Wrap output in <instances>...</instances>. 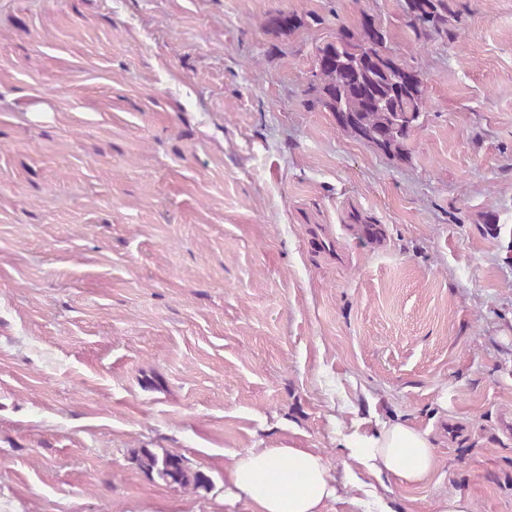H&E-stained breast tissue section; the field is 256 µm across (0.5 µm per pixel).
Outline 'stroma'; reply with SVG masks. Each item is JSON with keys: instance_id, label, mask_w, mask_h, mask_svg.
<instances>
[{"instance_id": "obj_1", "label": "stroma", "mask_w": 512, "mask_h": 512, "mask_svg": "<svg viewBox=\"0 0 512 512\" xmlns=\"http://www.w3.org/2000/svg\"><path fill=\"white\" fill-rule=\"evenodd\" d=\"M405 3L0 0V512H248L231 453L337 465L376 414L440 434L397 512H512V0ZM367 16L424 79L405 160L309 102ZM407 24L418 38L444 32L448 24V1L407 0ZM135 461L141 470L155 473L166 483L192 486L194 489H209L208 478L200 471H191L185 460L177 454L166 453L158 456L143 449L137 454ZM436 512H475V504L471 497L460 493L444 496L435 502Z\"/></svg>"}]
</instances>
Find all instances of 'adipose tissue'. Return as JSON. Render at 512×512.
Segmentation results:
<instances>
[{
  "label": "adipose tissue",
  "instance_id": "adipose-tissue-1",
  "mask_svg": "<svg viewBox=\"0 0 512 512\" xmlns=\"http://www.w3.org/2000/svg\"><path fill=\"white\" fill-rule=\"evenodd\" d=\"M341 446L339 471L323 453L296 442L236 452L224 465L227 495L248 503L250 512H327L372 480L385 489L423 484L435 468L438 442L430 430L395 418L343 438Z\"/></svg>",
  "mask_w": 512,
  "mask_h": 512
}]
</instances>
